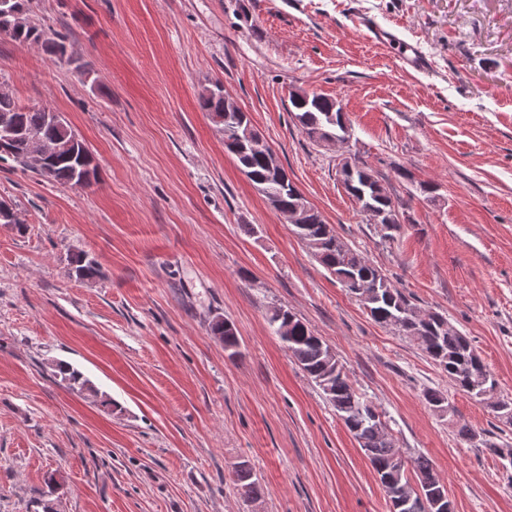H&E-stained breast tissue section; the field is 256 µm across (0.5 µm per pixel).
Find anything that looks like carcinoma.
Segmentation results:
<instances>
[{"instance_id":"1","label":"carcinoma","mask_w":512,"mask_h":512,"mask_svg":"<svg viewBox=\"0 0 512 512\" xmlns=\"http://www.w3.org/2000/svg\"><path fill=\"white\" fill-rule=\"evenodd\" d=\"M5 26L6 20L0 18V37L20 46L41 47L54 57L66 48L65 37L50 26L31 20L21 31L9 32ZM198 101L201 110L209 114L213 124L224 134V146L235 157L241 172L274 209L285 218L290 211L300 209L301 223L293 225V233L376 323L408 338L448 375L455 389L488 407L494 417L501 418L506 409L512 412V398L493 401L485 396V392L497 387L498 382L482 358L471 356L470 339L438 312L419 315L410 296L397 288L361 251L340 240L318 209L305 199L284 167L270 169L266 158L252 152L249 141L238 137V132L244 130L260 136L249 113L238 106L227 105L220 93L207 95L202 92ZM288 112L296 126L315 144L321 133L332 134L339 142L350 137L347 114L335 99L295 90L289 95ZM0 117L8 119L20 131L37 134L43 142L46 165L36 171L37 175L64 185H72L79 179L78 163L61 150L75 136L69 124L58 126L49 122L44 108L23 106L10 93H0ZM29 153V143L22 136L0 144V161L10 160L23 169L29 167ZM396 172L400 179L419 189L425 199L435 200V183L416 180L403 166ZM336 175L346 193L357 200L375 225L380 237L393 238V232L401 226L399 213L405 203L393 199L379 184L372 168L358 159L351 165L338 164ZM98 274L95 261L87 254L70 256L69 276L88 281ZM267 320L283 348L322 391L363 451L379 477L393 512H447L446 484L431 460L422 454L406 456L396 447L385 413L370 397L353 387L344 366L330 353L331 347L287 309L271 307ZM209 332L224 342V351L229 357L238 354L239 338L232 322L216 316L209 323ZM52 369L69 388L98 395L91 380L70 363L55 361ZM233 477L245 496L252 499L260 496V485L253 479L248 464L241 462L235 466Z\"/></svg>"}]
</instances>
